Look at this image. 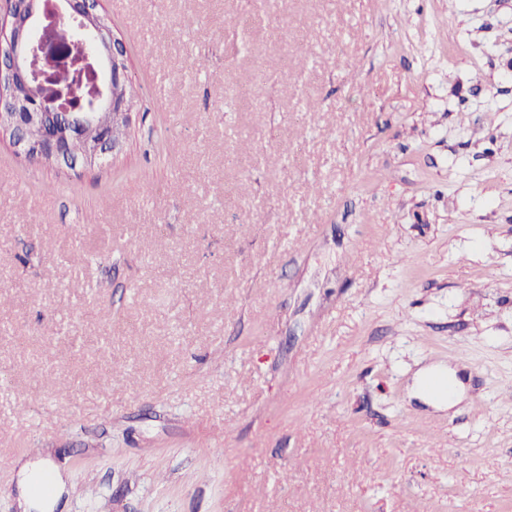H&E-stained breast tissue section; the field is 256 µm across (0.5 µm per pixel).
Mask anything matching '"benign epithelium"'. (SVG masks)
I'll use <instances>...</instances> for the list:
<instances>
[{"label":"benign epithelium","mask_w":512,"mask_h":512,"mask_svg":"<svg viewBox=\"0 0 512 512\" xmlns=\"http://www.w3.org/2000/svg\"><path fill=\"white\" fill-rule=\"evenodd\" d=\"M8 23L0 18V132L10 137L15 154L60 169L88 167L116 154L123 141L110 136L131 123L133 84L128 51L114 36L107 18L96 11L98 0H5ZM51 18L54 27L90 30L94 51L45 71L44 38L34 39L37 17ZM61 72L72 90L92 102L77 112L59 101L67 91L57 87Z\"/></svg>","instance_id":"1"}]
</instances>
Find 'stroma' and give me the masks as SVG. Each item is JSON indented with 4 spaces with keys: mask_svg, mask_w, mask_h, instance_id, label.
<instances>
[{
    "mask_svg": "<svg viewBox=\"0 0 512 512\" xmlns=\"http://www.w3.org/2000/svg\"><path fill=\"white\" fill-rule=\"evenodd\" d=\"M100 5L124 153L0 137V512H512V0ZM455 376L456 371L449 365L447 370L444 366L425 368L415 374L414 387L418 392L423 393L426 392L425 383L437 377H443L445 379L447 377L448 383L452 387L448 390L447 396L445 391H439L433 395L432 400L437 407H448L449 409L455 406L461 397V389L459 390L461 384L457 381ZM49 475L53 491L44 495L40 481ZM19 507L40 509L39 512H53L66 489L65 473L52 459L46 456L30 459L19 469Z\"/></svg>",
    "mask_w": 512,
    "mask_h": 512,
    "instance_id": "obj_1",
    "label": "stroma"
}]
</instances>
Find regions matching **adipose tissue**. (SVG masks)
Listing matches in <instances>:
<instances>
[{
	"label": "adipose tissue",
	"instance_id": "ef3b65f1",
	"mask_svg": "<svg viewBox=\"0 0 512 512\" xmlns=\"http://www.w3.org/2000/svg\"><path fill=\"white\" fill-rule=\"evenodd\" d=\"M19 488L26 512H54L66 489L65 474L49 457L31 459L19 469Z\"/></svg>",
	"mask_w": 512,
	"mask_h": 512
}]
</instances>
